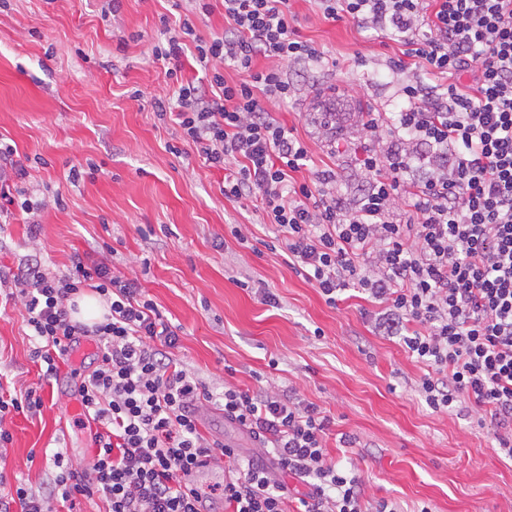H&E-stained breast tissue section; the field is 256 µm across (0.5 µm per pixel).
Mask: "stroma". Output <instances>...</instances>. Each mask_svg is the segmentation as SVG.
I'll return each instance as SVG.
<instances>
[{
  "mask_svg": "<svg viewBox=\"0 0 512 512\" xmlns=\"http://www.w3.org/2000/svg\"><path fill=\"white\" fill-rule=\"evenodd\" d=\"M6 0L0 7V143L12 146L27 195L45 201L37 243L27 215L13 209L0 231V265L31 255L56 272L107 259L137 279L165 319L180 328L175 358L213 392L297 389L333 418L330 455L355 461L369 504L396 512H512V457L470 404L431 410L417 384L426 367L395 339L375 335L363 294L344 291L329 305L288 267L275 234L251 202L230 201L223 170L210 167L154 102L170 94L167 64L147 53L162 19L189 16L198 36L224 29L222 0ZM302 39L327 61L289 66L293 94L277 105L317 166L338 174L348 199L363 193L359 165L371 137L355 113L390 112L405 77L388 67L398 45L351 19L325 20L313 0H293ZM337 148H330V141ZM180 154H173V147ZM61 205H54V196ZM241 227L245 237L232 230ZM262 282L274 303L244 288ZM21 307L0 313V386L39 389L40 414L8 419L7 484L33 491L50 483L53 456L81 468L95 453L93 431L76 425L71 400L94 355L60 367L64 384L42 382ZM355 435L352 448L336 434Z\"/></svg>",
  "mask_w": 512,
  "mask_h": 512,
  "instance_id": "35a3bbf8",
  "label": "stroma"
}]
</instances>
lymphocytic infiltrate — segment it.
<instances>
[{"instance_id":"lymphocytic-infiltrate-1","label":"lymphocytic infiltrate","mask_w":512,"mask_h":512,"mask_svg":"<svg viewBox=\"0 0 512 512\" xmlns=\"http://www.w3.org/2000/svg\"><path fill=\"white\" fill-rule=\"evenodd\" d=\"M316 2L324 19L347 17L398 43L391 71L438 80L431 92L402 84L398 111L358 113L375 143L361 159L367 185L357 204L338 193L334 169L296 180L309 151L272 110L292 93L288 65L324 59L300 38L290 0H224L223 33L195 44L208 85L179 83L175 110L159 99L158 113L223 170L226 199L262 211L289 267L328 304L350 287L368 294L378 335L425 364L418 391L433 411L469 400L512 457V0ZM226 66L241 80L228 82ZM2 287L26 312L43 379L57 377L82 337L94 338L98 366L78 388L96 424L93 464L78 470L55 454L47 490L18 481L0 512H58V501L81 496L100 498L104 512H201L215 497L226 512H288L287 473L312 481L302 512H389L385 501L368 510L357 467L333 462L331 419L318 405L275 386L214 394L171 356L176 326L108 261L89 268L76 256L60 274L31 262L0 272ZM87 290L108 307L92 325L70 315ZM210 404L260 455L201 432L198 414ZM41 405L35 391L0 388V465L12 442L7 415ZM216 455L229 462L227 479L185 493L186 478Z\"/></svg>"}]
</instances>
